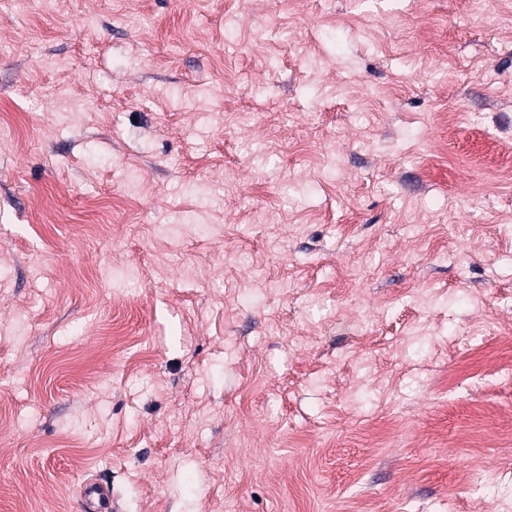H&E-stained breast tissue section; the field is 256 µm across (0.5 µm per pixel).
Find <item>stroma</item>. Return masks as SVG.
Listing matches in <instances>:
<instances>
[{
    "mask_svg": "<svg viewBox=\"0 0 512 512\" xmlns=\"http://www.w3.org/2000/svg\"><path fill=\"white\" fill-rule=\"evenodd\" d=\"M512 0H0V512L512 506ZM79 512H119L117 498L108 482L89 481L80 490L77 500Z\"/></svg>",
    "mask_w": 512,
    "mask_h": 512,
    "instance_id": "stroma-1",
    "label": "stroma"
}]
</instances>
